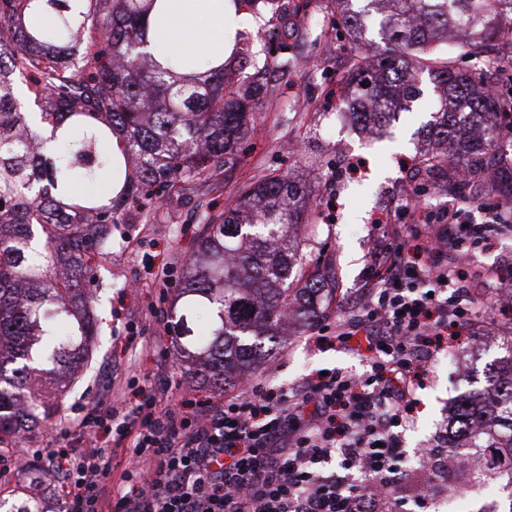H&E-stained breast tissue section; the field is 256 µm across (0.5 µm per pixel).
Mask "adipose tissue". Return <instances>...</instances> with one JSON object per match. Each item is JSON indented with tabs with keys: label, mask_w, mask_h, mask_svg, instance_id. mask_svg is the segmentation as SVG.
I'll use <instances>...</instances> for the list:
<instances>
[{
	"label": "adipose tissue",
	"mask_w": 512,
	"mask_h": 512,
	"mask_svg": "<svg viewBox=\"0 0 512 512\" xmlns=\"http://www.w3.org/2000/svg\"><path fill=\"white\" fill-rule=\"evenodd\" d=\"M249 22L237 0H165L148 17L147 48L159 59L182 53L220 63Z\"/></svg>",
	"instance_id": "adipose-tissue-1"
}]
</instances>
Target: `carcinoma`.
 <instances>
[{
  "label": "carcinoma",
  "instance_id": "carcinoma-1",
  "mask_svg": "<svg viewBox=\"0 0 512 512\" xmlns=\"http://www.w3.org/2000/svg\"><path fill=\"white\" fill-rule=\"evenodd\" d=\"M336 15V37L354 56L347 95L359 108L360 130L373 137L409 110L427 75L438 105L427 122L430 146L414 170L438 175L456 189L458 171L478 172L503 127L501 101L489 91L492 65L469 69L439 47L467 23L463 55L488 60L487 48L512 55V0H324ZM154 0H0V26L35 11L50 23L20 25L13 62L0 66V442L33 433L60 412L70 381L89 353L95 324L85 309L94 264L112 247V205L63 196L76 180L112 172L100 144L122 140L135 158L133 200L154 188L201 182L236 157L249 133L250 99L238 79L266 71L265 49L237 47L224 64L191 79L161 66L142 50L145 17ZM105 35L109 50L86 57L85 46ZM34 102L50 110L18 111L14 71ZM366 86H361V83ZM50 128L53 154L40 149L31 127ZM65 134L57 136L59 129ZM308 187L290 175L256 182L219 224L198 241L184 280L176 322L182 352L216 389L254 369L278 344L288 315L318 316L327 287L320 264L300 256L295 240L307 223ZM497 385L460 398L448 425L449 447L484 458L512 486V346L500 359Z\"/></svg>",
  "mask_w": 512,
  "mask_h": 512
}]
</instances>
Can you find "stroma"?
<instances>
[{
  "mask_svg": "<svg viewBox=\"0 0 512 512\" xmlns=\"http://www.w3.org/2000/svg\"><path fill=\"white\" fill-rule=\"evenodd\" d=\"M335 25V16L323 11L280 19L263 0L243 37L270 49L272 56L288 52L294 65L288 71L269 67L262 76L264 91L250 111L251 131L235 162L166 198L142 205L117 202L112 248L91 285L98 334L87 364L63 399L61 419L80 415L83 405L106 389L113 362L152 368L151 357L126 344L129 323H137L146 336L170 331L176 285L205 224L221 221L260 179L289 172L310 180V217L298 230L299 252L330 267L339 288L359 287L379 234L375 220L387 197L405 194L413 177L407 165L424 141L421 130L436 98L425 93L410 111L399 114L385 138L356 133L349 107L338 96L352 48L337 39ZM165 263L173 269L174 284L163 291L154 280ZM475 306L497 315L500 327L463 337L461 345L433 364L427 388L418 393L415 426L405 435L407 458L436 438L460 396L491 388L492 369L512 344V320L503 315L512 307V296L485 289ZM314 327L311 320L289 321L257 374L288 385L322 369L363 372L348 350L312 347ZM488 484L485 490L469 489L459 512H503L512 503L506 479L492 478Z\"/></svg>",
  "mask_w": 512,
  "mask_h": 512,
  "instance_id": "stroma-1",
  "label": "stroma"
}]
</instances>
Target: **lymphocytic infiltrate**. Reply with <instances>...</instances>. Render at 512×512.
<instances>
[{
    "mask_svg": "<svg viewBox=\"0 0 512 512\" xmlns=\"http://www.w3.org/2000/svg\"><path fill=\"white\" fill-rule=\"evenodd\" d=\"M470 205L408 202L385 217L354 305L311 338L354 351L362 374L286 388L259 376L213 399L191 385L173 395L167 362L151 375L117 364L90 413L54 427L60 447L33 454L63 476L61 512H431L428 491L404 495L401 436L450 336L481 328L476 289L505 281L499 267L460 271L512 223V200L484 196L478 222Z\"/></svg>",
    "mask_w": 512,
    "mask_h": 512,
    "instance_id": "obj_1",
    "label": "lymphocytic infiltrate"
}]
</instances>
